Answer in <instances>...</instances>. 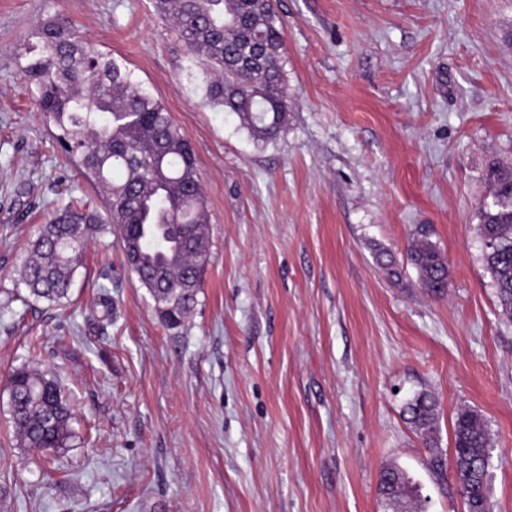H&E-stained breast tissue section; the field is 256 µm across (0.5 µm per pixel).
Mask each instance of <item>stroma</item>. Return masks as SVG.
<instances>
[{"mask_svg": "<svg viewBox=\"0 0 512 512\" xmlns=\"http://www.w3.org/2000/svg\"><path fill=\"white\" fill-rule=\"evenodd\" d=\"M156 0H0V512H384L398 466L420 512H462L458 410L484 417L494 512H512V322L497 307L476 208L512 163V0H275L293 103L269 143L205 102L202 64ZM63 13L190 141L210 258L184 326L161 324L111 235L85 249L69 303L17 271L40 227L105 199L63 157L23 67ZM448 261L432 297L404 256L420 227ZM112 296V319L95 302ZM50 370L75 437L44 478L17 447L8 376ZM441 405L442 465L403 417Z\"/></svg>", "mask_w": 512, "mask_h": 512, "instance_id": "stroma-1", "label": "stroma"}]
</instances>
